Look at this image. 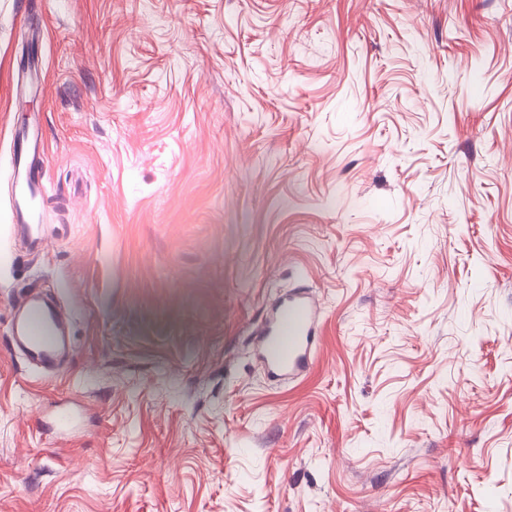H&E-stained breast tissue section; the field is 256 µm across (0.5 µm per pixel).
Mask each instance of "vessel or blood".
Returning <instances> with one entry per match:
<instances>
[{
  "label": "vessel or blood",
  "mask_w": 512,
  "mask_h": 512,
  "mask_svg": "<svg viewBox=\"0 0 512 512\" xmlns=\"http://www.w3.org/2000/svg\"><path fill=\"white\" fill-rule=\"evenodd\" d=\"M45 144L42 132L16 131L12 138L9 170L24 184L30 197L46 195ZM19 318L13 334L32 363L45 373L59 366L63 320L52 306L33 297L15 302ZM317 310L309 297L297 294L281 302L258 331L263 361L283 371L304 368L316 342Z\"/></svg>",
  "instance_id": "vessel-or-blood-1"
}]
</instances>
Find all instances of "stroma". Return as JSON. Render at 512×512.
I'll list each match as a JSON object with an SVG mask.
<instances>
[{
    "instance_id": "1",
    "label": "stroma",
    "mask_w": 512,
    "mask_h": 512,
    "mask_svg": "<svg viewBox=\"0 0 512 512\" xmlns=\"http://www.w3.org/2000/svg\"><path fill=\"white\" fill-rule=\"evenodd\" d=\"M22 125L0 512H512V0H0V165ZM29 288L71 313L53 375L11 348ZM33 145L29 140L27 126L16 131L12 138L10 159L8 162L10 180L22 182L31 199L39 197L46 200V167L44 162L45 144L43 134L36 130L33 134ZM317 310L308 296L296 294L281 302L258 331L263 361L283 371L306 366L316 342Z\"/></svg>"
}]
</instances>
